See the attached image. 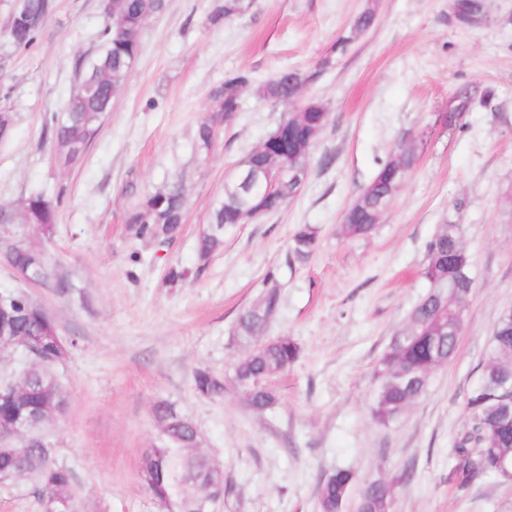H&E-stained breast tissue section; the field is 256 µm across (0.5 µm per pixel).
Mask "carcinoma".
Returning a JSON list of instances; mask_svg holds the SVG:
<instances>
[{"mask_svg": "<svg viewBox=\"0 0 512 512\" xmlns=\"http://www.w3.org/2000/svg\"><path fill=\"white\" fill-rule=\"evenodd\" d=\"M166 0H112V8L102 11L106 24L101 31L98 49L81 67L79 81L70 96L65 112L51 117V128L58 156L71 164L86 151L98 133L106 113L112 111L114 96L124 86L140 49L143 25L160 13ZM53 0H22L16 16L4 33L5 44L16 51L33 46L42 18L51 14ZM245 9L241 0H214L209 13L210 24L219 26L237 17ZM454 21L468 26L487 15L486 0H450ZM375 0L367 4L353 20L349 34L341 36L332 52L319 62V68L331 65L333 52L344 51L358 35L375 23ZM308 76L294 69L280 71L259 86L260 95L271 102L284 104L300 94ZM251 83L245 71L227 76L214 91L217 112L226 115L239 109L240 91ZM492 92L481 94L468 87L456 90L450 97L445 124L455 127L462 116L477 103H487ZM324 107L309 103L279 122L284 127L276 142L264 139L245 159L240 171L266 166L276 155L297 172H306L310 150L327 125ZM215 129L203 120L197 126V145L208 152L214 142ZM415 160L414 150L402 145L381 163L372 180L361 190L342 217L341 233L349 238L371 235L378 214L399 192ZM301 181L289 176L279 185L276 198L267 200L259 209L261 191L246 190L238 176L224 186V196L215 200L209 220L199 229L196 253L199 265H207L224 245V232L241 223L240 216L254 212L256 216L276 212L296 195ZM186 196L182 185L173 183L146 196L132 207L127 223L135 234L161 243L174 240L181 230ZM1 224H33L45 238H50L55 223V205L51 198L36 193L22 200L11 212L0 209ZM318 229L311 224L297 228L293 235V251L307 257L314 250ZM9 265L28 274L44 285L54 278L44 254L27 245L11 253ZM472 262L462 241V225L442 224L427 243L426 260L421 276L429 285L448 281V290H429L411 311L404 325L390 340L386 351L376 362L373 378L376 383L372 415L375 422L388 426L398 421L428 388L431 374L450 362L456 353L457 337L448 327L449 320L466 319L467 305L474 288ZM6 321L11 339L32 337L35 353L29 355L27 367L12 382L0 383V426L19 420H30L25 438L10 448L0 447V481L26 477L35 483L39 499L51 492H62L71 507H79L70 467L57 459L54 450L40 436L41 426L56 417L66 405L63 393L50 366L66 361L77 346L75 340L62 338L57 322L46 317L45 308L29 296L6 294ZM279 292L265 291L260 300L239 318L235 335L244 343V355L238 360L233 376L225 380L208 368L193 373L196 393L206 399H221L230 389L243 392L246 404L255 413H262L276 403V395L267 387L270 378L293 363L299 348L294 340L280 336L264 337L269 318L277 309ZM512 372V326L493 330L490 348L481 366L480 382L474 386L464 403L466 423L450 449L448 484L465 488L478 478L490 476L504 483L502 460H512V419L499 422L501 390L497 382L502 373ZM160 431L159 443L143 450L138 474L146 491L159 505L161 512H192L193 500L207 496L216 501L224 496V482L213 479L217 469L211 455L201 451L197 427L172 406L160 403L154 409ZM413 472L403 471L389 480L372 481L361 488L357 503L360 512H391L396 487L412 479ZM356 477L347 469H338L322 478L318 485L319 512H344Z\"/></svg>", "mask_w": 512, "mask_h": 512, "instance_id": "obj_1", "label": "carcinoma"}]
</instances>
